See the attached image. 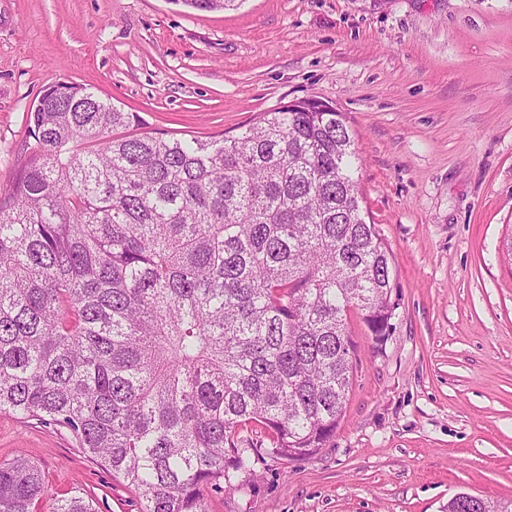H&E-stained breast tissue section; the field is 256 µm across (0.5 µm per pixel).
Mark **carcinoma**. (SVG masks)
<instances>
[{"label":"carcinoma","instance_id":"carcinoma-1","mask_svg":"<svg viewBox=\"0 0 512 512\" xmlns=\"http://www.w3.org/2000/svg\"><path fill=\"white\" fill-rule=\"evenodd\" d=\"M197 11L239 0H171ZM0 198V412L68 429L141 512H208L271 453L314 456L339 424L355 343L392 330V257L366 221L361 156L316 99L232 136L164 138L90 87H48ZM45 480L0 464V512H39ZM47 512H95L80 495Z\"/></svg>","mask_w":512,"mask_h":512}]
</instances>
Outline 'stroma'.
<instances>
[{
    "instance_id": "1",
    "label": "stroma",
    "mask_w": 512,
    "mask_h": 512,
    "mask_svg": "<svg viewBox=\"0 0 512 512\" xmlns=\"http://www.w3.org/2000/svg\"><path fill=\"white\" fill-rule=\"evenodd\" d=\"M95 88L153 135L235 134L316 98L343 112L360 186L393 259V329L357 353L326 448L275 457L263 428L209 512H442L468 492L512 499V0H0V193L56 82ZM51 493L139 512L137 492L63 427L0 412V463Z\"/></svg>"
}]
</instances>
